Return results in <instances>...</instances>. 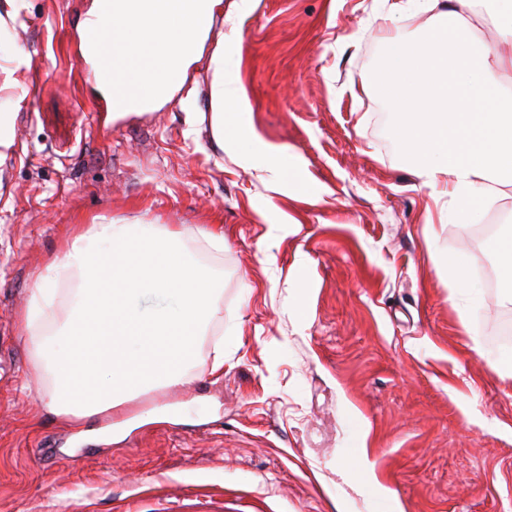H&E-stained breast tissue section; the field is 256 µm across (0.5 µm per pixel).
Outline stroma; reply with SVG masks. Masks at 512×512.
Wrapping results in <instances>:
<instances>
[{"label": "stroma", "mask_w": 512, "mask_h": 512, "mask_svg": "<svg viewBox=\"0 0 512 512\" xmlns=\"http://www.w3.org/2000/svg\"><path fill=\"white\" fill-rule=\"evenodd\" d=\"M92 3L17 0L0 28V512H512V374L491 368L512 352V293L451 297L434 265L495 260L473 231L512 221V187L470 222H427L394 114L361 88L386 59L379 0H223L184 89L136 111L83 60ZM218 47L257 144L211 134ZM275 146L301 182L275 179ZM104 218L182 231L216 288L182 384L127 403L116 429L44 411L22 322L79 225ZM362 455L367 479L348 470Z\"/></svg>", "instance_id": "1"}]
</instances>
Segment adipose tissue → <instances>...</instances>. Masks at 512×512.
Listing matches in <instances>:
<instances>
[{
  "instance_id": "obj_1",
  "label": "adipose tissue",
  "mask_w": 512,
  "mask_h": 512,
  "mask_svg": "<svg viewBox=\"0 0 512 512\" xmlns=\"http://www.w3.org/2000/svg\"><path fill=\"white\" fill-rule=\"evenodd\" d=\"M392 0L386 18L431 14L419 34H394L375 86L399 120L393 134L422 186L442 188L448 220H469L478 206L512 186V58L479 39L463 9L479 6L498 42L512 45V0ZM211 128L216 139L250 138L230 117L246 107L230 91L224 51L211 57ZM54 287L42 288L25 325L33 352L45 360L43 333L64 332L69 347L52 368L48 412L78 422L122 407L154 386L179 383L195 360V344L213 309L215 288L178 246L177 233L154 224L83 225L50 267ZM148 292L166 306L145 313ZM68 307L59 313L58 304Z\"/></svg>"
}]
</instances>
